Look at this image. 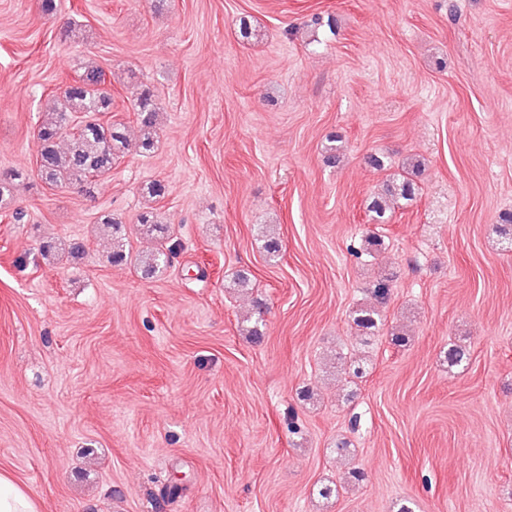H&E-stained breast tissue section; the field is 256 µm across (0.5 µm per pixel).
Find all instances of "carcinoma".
Listing matches in <instances>:
<instances>
[{
    "label": "carcinoma",
    "instance_id": "cac0c4a2",
    "mask_svg": "<svg viewBox=\"0 0 512 512\" xmlns=\"http://www.w3.org/2000/svg\"><path fill=\"white\" fill-rule=\"evenodd\" d=\"M54 107L41 120L37 130L38 177L52 188L77 189L93 196L97 183L108 177L112 167L124 156L129 146V125L106 118L112 113V88L104 72L96 66H87L79 79L54 96ZM135 124L141 132L138 149L149 155L156 148V126L159 108L152 87L140 84L132 100ZM413 180L387 181L370 199L367 208L373 224H386L401 201L416 196ZM137 223L155 240V248L138 254L134 259L136 271L144 279H152L171 266L165 253L169 225L150 209L138 215ZM102 224L112 237L109 261L114 265L127 262L129 242L122 234V223L111 215H103ZM372 302L352 311V322L366 338L375 336L384 325L382 305L390 296V284L382 278L370 289Z\"/></svg>",
    "mask_w": 512,
    "mask_h": 512
}]
</instances>
